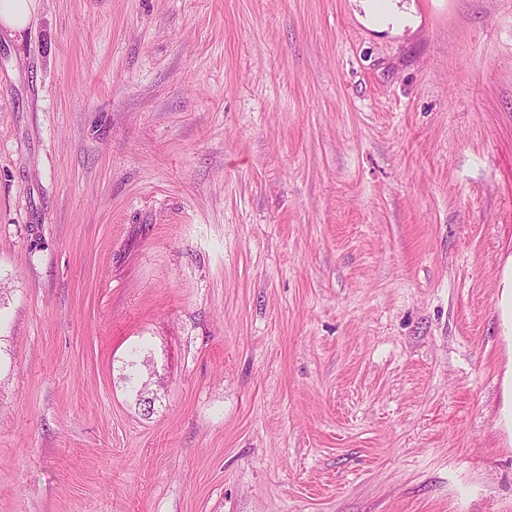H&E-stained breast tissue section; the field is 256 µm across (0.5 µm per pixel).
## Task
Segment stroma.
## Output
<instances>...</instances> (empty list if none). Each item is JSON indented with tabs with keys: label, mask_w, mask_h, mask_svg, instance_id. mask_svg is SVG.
<instances>
[{
	"label": "stroma",
	"mask_w": 512,
	"mask_h": 512,
	"mask_svg": "<svg viewBox=\"0 0 512 512\" xmlns=\"http://www.w3.org/2000/svg\"><path fill=\"white\" fill-rule=\"evenodd\" d=\"M402 3L0 31V512H512V0ZM501 306L504 311V336L512 347V256L508 258L501 281Z\"/></svg>",
	"instance_id": "35a3bbf8"
}]
</instances>
